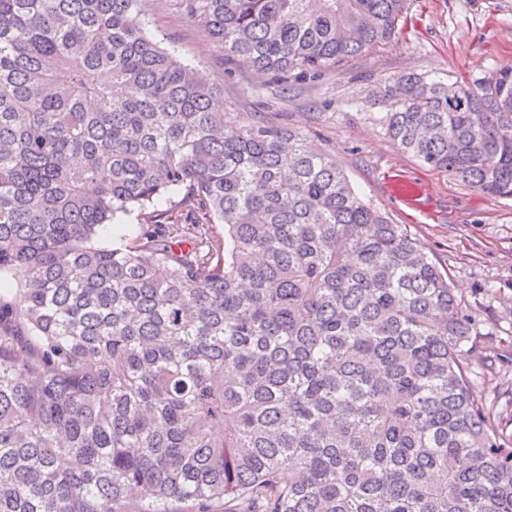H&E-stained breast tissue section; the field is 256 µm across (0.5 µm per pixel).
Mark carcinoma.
<instances>
[{
    "instance_id": "1",
    "label": "carcinoma",
    "mask_w": 512,
    "mask_h": 512,
    "mask_svg": "<svg viewBox=\"0 0 512 512\" xmlns=\"http://www.w3.org/2000/svg\"><path fill=\"white\" fill-rule=\"evenodd\" d=\"M138 2L0 0V512H512L448 270L300 131L225 124ZM178 6L227 74L286 84L391 42L406 0ZM381 97L403 152L512 197V69ZM134 209L148 230L92 245Z\"/></svg>"
}]
</instances>
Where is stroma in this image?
Wrapping results in <instances>:
<instances>
[{"instance_id": "35a3bbf8", "label": "stroma", "mask_w": 512, "mask_h": 512, "mask_svg": "<svg viewBox=\"0 0 512 512\" xmlns=\"http://www.w3.org/2000/svg\"><path fill=\"white\" fill-rule=\"evenodd\" d=\"M146 32L223 89L226 118L261 112L300 129L352 186L396 224L408 225L472 315V335L491 351L496 378L475 377V398L512 381V198L464 185L402 153L379 122L384 107L370 89L398 75L471 82L512 68V0H407V23L384 48L363 53L319 80L287 92L238 67L225 75L223 53L204 25L175 0H140Z\"/></svg>"}]
</instances>
